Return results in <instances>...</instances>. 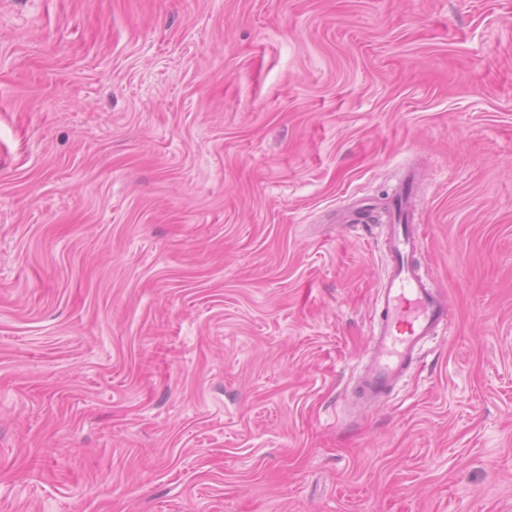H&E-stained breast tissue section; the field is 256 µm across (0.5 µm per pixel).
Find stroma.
<instances>
[{"label":"stroma","mask_w":512,"mask_h":512,"mask_svg":"<svg viewBox=\"0 0 512 512\" xmlns=\"http://www.w3.org/2000/svg\"><path fill=\"white\" fill-rule=\"evenodd\" d=\"M0 512H512V0H0ZM412 208V196L399 195L385 218L373 217L385 224L388 262L365 362L353 387L362 407L391 394L430 338L449 328L445 298L415 261L421 251L417 231L411 224H395Z\"/></svg>","instance_id":"stroma-1"}]
</instances>
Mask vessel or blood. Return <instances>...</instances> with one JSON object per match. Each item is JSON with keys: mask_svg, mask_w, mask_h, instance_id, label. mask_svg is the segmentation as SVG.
<instances>
[{"mask_svg": "<svg viewBox=\"0 0 512 512\" xmlns=\"http://www.w3.org/2000/svg\"><path fill=\"white\" fill-rule=\"evenodd\" d=\"M412 208L411 197L397 196L384 219L386 276L365 362L353 387L364 407L391 394L430 338L447 332L450 324L445 298L416 262L419 235L402 221Z\"/></svg>", "mask_w": 512, "mask_h": 512, "instance_id": "b4317fda", "label": "vessel or blood"}]
</instances>
